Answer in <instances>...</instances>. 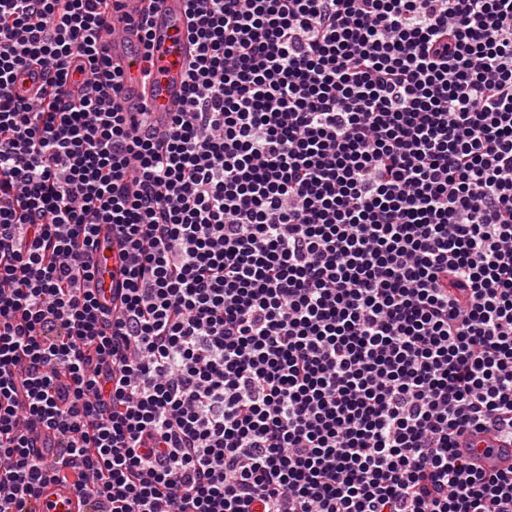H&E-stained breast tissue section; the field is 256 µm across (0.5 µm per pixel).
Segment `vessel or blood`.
<instances>
[{
	"instance_id": "1",
	"label": "vessel or blood",
	"mask_w": 512,
	"mask_h": 512,
	"mask_svg": "<svg viewBox=\"0 0 512 512\" xmlns=\"http://www.w3.org/2000/svg\"><path fill=\"white\" fill-rule=\"evenodd\" d=\"M151 10L154 32L149 58H142L138 36L127 31L113 37L109 45L112 65L122 75L116 98L122 107L147 105L156 118L177 112L184 102V66L195 47L186 35L184 0H120L119 18L135 19ZM470 445L481 449L485 469L504 470L512 466V448L499 447L489 435L471 437ZM37 512H84L81 496L69 486L43 487Z\"/></svg>"
}]
</instances>
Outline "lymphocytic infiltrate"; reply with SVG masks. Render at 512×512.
<instances>
[{
	"instance_id": "1",
	"label": "lymphocytic infiltrate",
	"mask_w": 512,
	"mask_h": 512,
	"mask_svg": "<svg viewBox=\"0 0 512 512\" xmlns=\"http://www.w3.org/2000/svg\"><path fill=\"white\" fill-rule=\"evenodd\" d=\"M117 4L0 0V512H512V0H185L162 124ZM119 11L112 14L110 24L118 19H137L151 8L154 41L150 56L145 61L139 49L138 36L129 30L112 36L109 55L112 67L122 75L116 94L123 109L132 104H146L155 117L163 120L167 112H178L184 102V66L194 54L195 46L186 35L184 0H119ZM150 68L152 77L145 81L143 69ZM462 444L465 447L472 445L471 448H478L479 453H482L484 448H492L489 456L482 455L480 457L479 464L485 469L506 470L512 464V448H499L508 445L498 443L490 435L472 436ZM38 512H84L81 496L71 486L49 484L43 487L37 501Z\"/></svg>"
}]
</instances>
